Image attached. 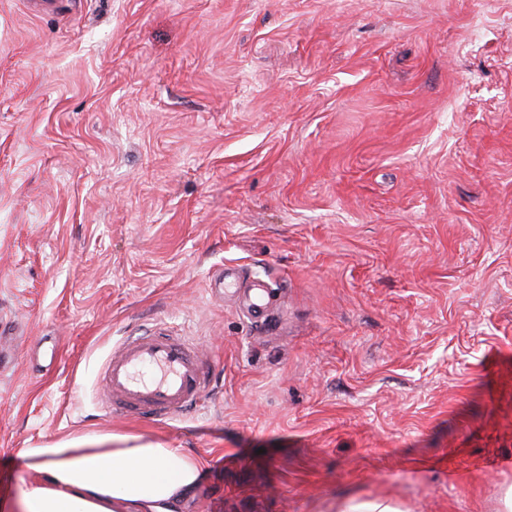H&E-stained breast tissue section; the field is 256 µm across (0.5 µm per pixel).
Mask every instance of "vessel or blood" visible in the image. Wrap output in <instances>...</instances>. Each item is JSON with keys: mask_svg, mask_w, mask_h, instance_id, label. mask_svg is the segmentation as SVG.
I'll return each mask as SVG.
<instances>
[{"mask_svg": "<svg viewBox=\"0 0 512 512\" xmlns=\"http://www.w3.org/2000/svg\"><path fill=\"white\" fill-rule=\"evenodd\" d=\"M99 383L113 412L164 421L202 406L212 372L192 342L150 330L113 349Z\"/></svg>", "mask_w": 512, "mask_h": 512, "instance_id": "b4317fda", "label": "vessel or blood"}]
</instances>
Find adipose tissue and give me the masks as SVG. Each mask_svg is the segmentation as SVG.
<instances>
[{"label":"adipose tissue","mask_w":512,"mask_h":512,"mask_svg":"<svg viewBox=\"0 0 512 512\" xmlns=\"http://www.w3.org/2000/svg\"><path fill=\"white\" fill-rule=\"evenodd\" d=\"M23 456L29 478L0 512H181L204 468L139 435H83Z\"/></svg>","instance_id":"obj_1"}]
</instances>
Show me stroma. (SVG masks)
<instances>
[{"instance_id":"1","label":"stroma","mask_w":512,"mask_h":512,"mask_svg":"<svg viewBox=\"0 0 512 512\" xmlns=\"http://www.w3.org/2000/svg\"><path fill=\"white\" fill-rule=\"evenodd\" d=\"M46 2L0 0V492L117 433L205 459L182 512H501L512 0ZM154 327L211 399L105 411Z\"/></svg>"}]
</instances>
